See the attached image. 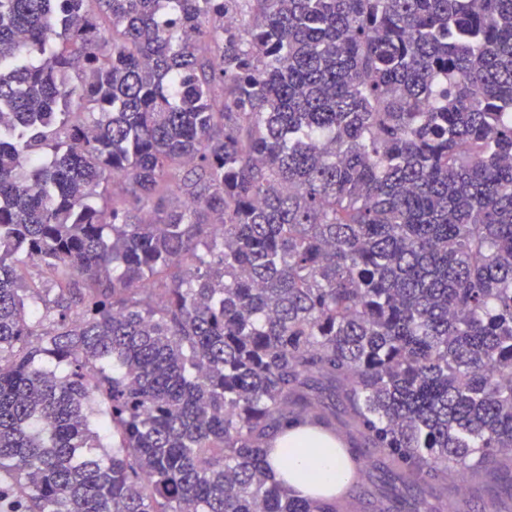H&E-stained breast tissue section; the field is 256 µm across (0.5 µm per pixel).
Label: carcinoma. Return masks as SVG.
Returning a JSON list of instances; mask_svg holds the SVG:
<instances>
[{
    "instance_id": "obj_1",
    "label": "carcinoma",
    "mask_w": 512,
    "mask_h": 512,
    "mask_svg": "<svg viewBox=\"0 0 512 512\" xmlns=\"http://www.w3.org/2000/svg\"><path fill=\"white\" fill-rule=\"evenodd\" d=\"M511 114L512 0H0V498L360 512L266 473L323 388L511 467Z\"/></svg>"
}]
</instances>
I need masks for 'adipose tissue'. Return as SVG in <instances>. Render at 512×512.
Listing matches in <instances>:
<instances>
[{"label": "adipose tissue", "mask_w": 512, "mask_h": 512, "mask_svg": "<svg viewBox=\"0 0 512 512\" xmlns=\"http://www.w3.org/2000/svg\"><path fill=\"white\" fill-rule=\"evenodd\" d=\"M268 468L276 482L285 483L309 497L331 496L353 479V468L335 434L305 422H292L270 442ZM291 458H284L285 449Z\"/></svg>", "instance_id": "ef3b65f1"}]
</instances>
